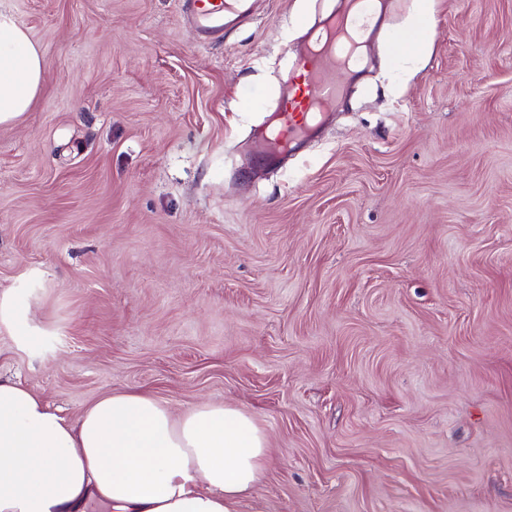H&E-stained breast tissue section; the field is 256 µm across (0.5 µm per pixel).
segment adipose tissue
Returning a JSON list of instances; mask_svg holds the SVG:
<instances>
[{"mask_svg":"<svg viewBox=\"0 0 512 512\" xmlns=\"http://www.w3.org/2000/svg\"><path fill=\"white\" fill-rule=\"evenodd\" d=\"M47 63L13 12L0 7V125L42 90ZM267 438L224 404L174 415L152 392L125 389L77 422L21 382L0 377V512H237L263 477Z\"/></svg>","mask_w":512,"mask_h":512,"instance_id":"adipose-tissue-1","label":"adipose tissue"}]
</instances>
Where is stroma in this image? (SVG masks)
Here are the masks:
<instances>
[{"label": "stroma", "mask_w": 512, "mask_h": 512, "mask_svg": "<svg viewBox=\"0 0 512 512\" xmlns=\"http://www.w3.org/2000/svg\"><path fill=\"white\" fill-rule=\"evenodd\" d=\"M48 63L0 126V375L66 418L142 388L268 439L238 512H512V0H431L338 75L336 119L253 157L289 48L342 0H0ZM245 0H186L190 20L205 37L224 33V15L243 8ZM26 314L27 308L19 303L14 290L0 292V324L12 329L18 336H24L25 342L30 344L40 334L29 327Z\"/></svg>", "instance_id": "obj_1"}]
</instances>
